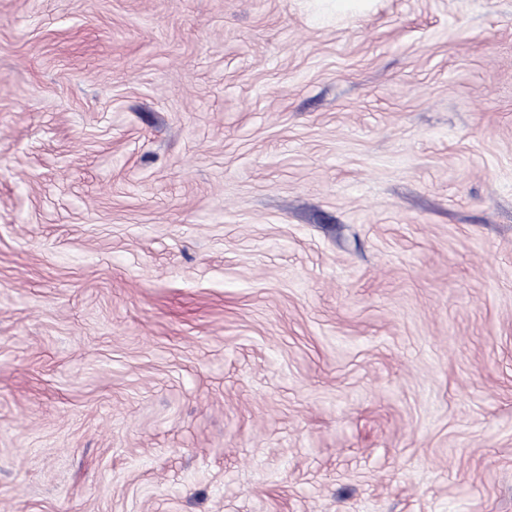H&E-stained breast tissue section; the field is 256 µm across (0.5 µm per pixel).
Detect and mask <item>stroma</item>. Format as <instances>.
Listing matches in <instances>:
<instances>
[{"label": "stroma", "mask_w": 512, "mask_h": 512, "mask_svg": "<svg viewBox=\"0 0 512 512\" xmlns=\"http://www.w3.org/2000/svg\"><path fill=\"white\" fill-rule=\"evenodd\" d=\"M0 512H512V0H0Z\"/></svg>", "instance_id": "1"}]
</instances>
